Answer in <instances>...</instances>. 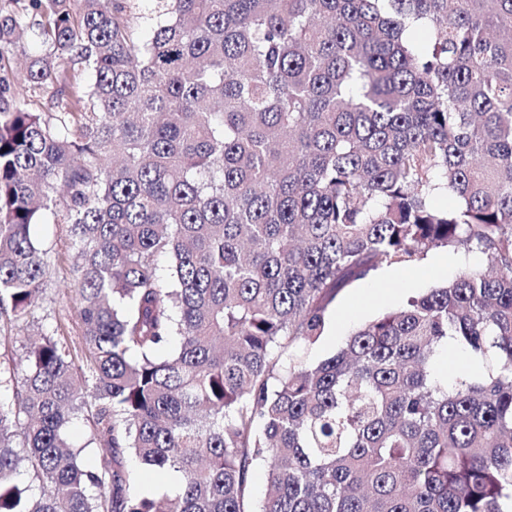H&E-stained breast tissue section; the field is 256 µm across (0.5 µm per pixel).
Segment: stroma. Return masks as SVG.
Wrapping results in <instances>:
<instances>
[{
    "mask_svg": "<svg viewBox=\"0 0 512 512\" xmlns=\"http://www.w3.org/2000/svg\"><path fill=\"white\" fill-rule=\"evenodd\" d=\"M34 235L46 252L47 286L39 307L27 327L18 329L7 345L6 355L0 356V368L9 369V354H20L27 337L42 329L61 327L71 345L84 343L83 324L79 309L72 299L71 270L76 259L68 225L46 217L35 225ZM487 265L479 252L434 249L424 259L401 265L380 264L363 279L343 289L327 313L323 335L312 346L301 349L306 362L316 363L335 354L349 335L359 326L379 316L399 310L408 298L422 294L428 288L458 277L463 271Z\"/></svg>",
    "mask_w": 512,
    "mask_h": 512,
    "instance_id": "35a3bbf8",
    "label": "stroma"
}]
</instances>
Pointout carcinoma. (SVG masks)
Returning a JSON list of instances; mask_svg holds the SVG:
<instances>
[{
  "label": "carcinoma",
  "instance_id": "1",
  "mask_svg": "<svg viewBox=\"0 0 512 512\" xmlns=\"http://www.w3.org/2000/svg\"><path fill=\"white\" fill-rule=\"evenodd\" d=\"M152 2L143 39L130 0H0V323L38 308L49 213L85 328L0 378V512H508L512 0ZM438 248L489 268L293 358L344 288ZM450 339L479 376L433 372Z\"/></svg>",
  "mask_w": 512,
  "mask_h": 512
}]
</instances>
